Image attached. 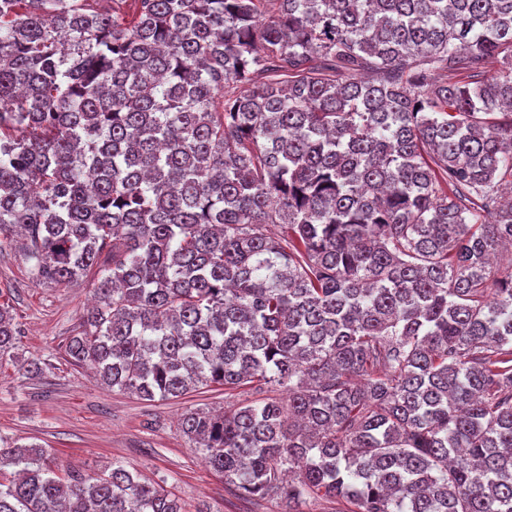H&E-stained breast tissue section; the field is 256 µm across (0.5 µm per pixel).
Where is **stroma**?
Returning <instances> with one entry per match:
<instances>
[{"label": "stroma", "instance_id": "obj_1", "mask_svg": "<svg viewBox=\"0 0 512 512\" xmlns=\"http://www.w3.org/2000/svg\"><path fill=\"white\" fill-rule=\"evenodd\" d=\"M93 276L64 287L33 279L16 237L0 242V304L12 307L24 355L48 360L28 379L0 366V437L52 449L64 470L87 474L115 463L150 481H163L183 512H280L276 500L245 499L213 472L181 419L196 409L220 410L250 398L246 389L193 392L143 401L102 386L89 367L71 365L64 345L93 297Z\"/></svg>", "mask_w": 512, "mask_h": 512}]
</instances>
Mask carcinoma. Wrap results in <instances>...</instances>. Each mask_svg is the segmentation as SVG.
Segmentation results:
<instances>
[{
  "label": "carcinoma",
  "instance_id": "cac0c4a2",
  "mask_svg": "<svg viewBox=\"0 0 512 512\" xmlns=\"http://www.w3.org/2000/svg\"><path fill=\"white\" fill-rule=\"evenodd\" d=\"M262 2L0 0V239L101 384L256 394L181 423L243 496L512 512V0ZM0 512L183 508L0 437Z\"/></svg>",
  "mask_w": 512,
  "mask_h": 512
}]
</instances>
